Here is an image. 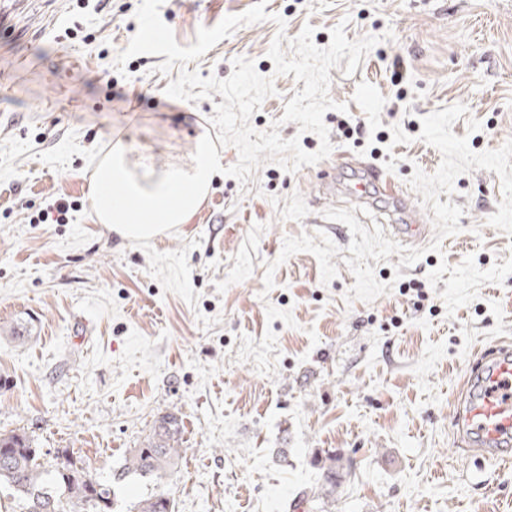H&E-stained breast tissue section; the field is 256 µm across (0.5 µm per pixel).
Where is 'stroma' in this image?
Instances as JSON below:
<instances>
[{
  "instance_id": "stroma-1",
  "label": "stroma",
  "mask_w": 512,
  "mask_h": 512,
  "mask_svg": "<svg viewBox=\"0 0 512 512\" xmlns=\"http://www.w3.org/2000/svg\"><path fill=\"white\" fill-rule=\"evenodd\" d=\"M254 2L164 0L160 15L186 47L199 27ZM139 3L21 0L12 26L0 27V434L74 449L108 481L158 418L176 415V466L123 482L116 494L127 507L161 488L175 512H512V468L463 472L451 426L469 361L512 336V275L452 314L445 282L428 280L443 260L454 267L471 255L487 269L512 258V238L488 223L503 197L497 174H461L440 194L463 207L460 233L402 277L399 255L376 263L378 281L393 287L369 303L346 299L351 233L324 218L342 203L317 199L316 164L289 173L267 162L244 185L215 175L188 223L122 239L90 206L113 132L160 162L217 135L200 118L223 101L166 97L159 55L115 71ZM266 11L270 20L188 65L225 79L246 57L274 76L276 95L251 118L256 131L277 121L283 139L317 150L316 135L281 123L304 85L275 75L267 51L277 31L292 38L307 24L328 46L341 24L348 40L379 42L354 74L329 71L330 98L349 108L324 115L334 152L407 184L442 160L418 138L421 117L458 103L468 111L452 131L472 151L512 138V0H267ZM145 95L161 108L140 109ZM347 124L362 136H346ZM58 198L73 204L65 220H42Z\"/></svg>"
}]
</instances>
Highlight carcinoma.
<instances>
[{"label": "carcinoma", "mask_w": 512, "mask_h": 512, "mask_svg": "<svg viewBox=\"0 0 512 512\" xmlns=\"http://www.w3.org/2000/svg\"><path fill=\"white\" fill-rule=\"evenodd\" d=\"M181 451L180 420L160 417L140 448L132 449L112 474L97 479L68 448L57 450L56 462H43V452L26 433L0 434V488L24 503L25 512H118L114 486L138 475H159L172 467ZM134 512H175L173 499L161 490L134 505Z\"/></svg>", "instance_id": "obj_1"}]
</instances>
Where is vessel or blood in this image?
<instances>
[{"label":"vessel or blood","instance_id":"1","mask_svg":"<svg viewBox=\"0 0 512 512\" xmlns=\"http://www.w3.org/2000/svg\"><path fill=\"white\" fill-rule=\"evenodd\" d=\"M353 170L357 181L341 186L337 172ZM323 200L343 199L354 207L368 205L373 196L391 201L394 223L386 236L406 247H417L430 235V219L391 174L371 162L337 154L333 169L318 183ZM452 421L474 454L485 462H512V339L498 340L479 353L475 368L467 371L452 411Z\"/></svg>","mask_w":512,"mask_h":512}]
</instances>
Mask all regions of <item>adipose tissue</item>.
I'll return each mask as SVG.
<instances>
[{
  "label": "adipose tissue",
  "mask_w": 512,
  "mask_h": 512,
  "mask_svg": "<svg viewBox=\"0 0 512 512\" xmlns=\"http://www.w3.org/2000/svg\"><path fill=\"white\" fill-rule=\"evenodd\" d=\"M217 168L218 159L203 136L187 159L161 164L117 149L96 168L95 218L121 238H152L162 227L187 223Z\"/></svg>",
  "instance_id": "obj_1"
}]
</instances>
